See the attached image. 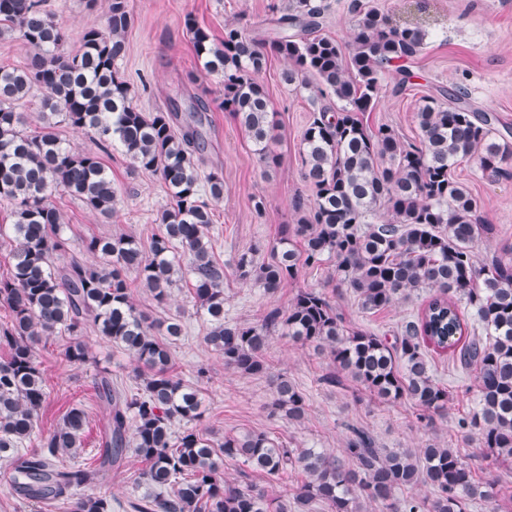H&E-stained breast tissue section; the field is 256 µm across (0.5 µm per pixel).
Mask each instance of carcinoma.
Returning <instances> with one entry per match:
<instances>
[{"instance_id":"obj_1","label":"carcinoma","mask_w":512,"mask_h":512,"mask_svg":"<svg viewBox=\"0 0 512 512\" xmlns=\"http://www.w3.org/2000/svg\"><path fill=\"white\" fill-rule=\"evenodd\" d=\"M351 42L318 35L325 5L289 0L288 11L269 19L266 35L252 37L233 24L224 39L187 15L201 72L223 87L222 108L250 139L260 165L274 160L276 113L259 75L269 55L290 61L283 80L303 89L316 84L336 97V107L312 114L299 154L302 176L313 188L299 218L260 262L253 245L238 255L243 280L274 294L301 267L334 263L338 285L351 291L361 310L379 311L411 292H425L424 305L401 325L394 341L352 329L322 289L298 291L286 312L273 308L262 322L224 320V266L210 254L213 214L209 199L224 194L223 172L199 170L205 137L199 129L208 102L193 105L195 124L179 123V105L143 112L116 63L124 57L126 33L134 23L129 0H109L105 24L81 34L67 49L68 32L44 0H0V33L11 31L33 50L23 69L0 68V199L11 205L7 237L12 264L0 278V304L10 321L0 325V461L11 469L13 489L33 501L56 502L71 512H112L107 497L85 493L105 467H120L132 452L144 464L135 477L145 493L134 512H469L482 500L500 512L494 482L481 477L458 450L429 443L421 454L385 452L369 434L352 431L339 457L321 448H294L263 431L230 430L216 440L190 426L204 407L200 390L173 371L170 342L182 335L180 316L161 321L130 300L132 271L160 305L184 273L208 325L205 340L242 375L267 372L263 358L272 335L327 353L334 370L371 397L386 403L411 400L417 420L433 424L448 414V388L433 378L429 351L457 353L465 369L476 367L472 410L458 426L498 465L512 466V246L481 259L473 243L485 227L482 207L451 170L472 156L481 175L509 174L512 142L493 131L495 117L475 108L459 86L441 88L420 100L417 137L403 140L389 126L371 128L363 115L378 104L382 78L405 66L427 37L420 26H397L390 18L355 3ZM39 89L42 123L27 129L19 102ZM94 136L99 153L80 151L60 139L59 124ZM118 144L133 167L160 176L168 204L147 244L131 236H91L92 261L68 255L62 217L53 203L58 192L81 200L105 217L115 211L119 191L101 154ZM88 329L121 346L136 363L133 389L107 376L96 382L106 412L105 438L97 459L76 460L86 412L71 408L63 423L44 436L39 411L48 398L37 348L55 332L70 336L64 356L88 361L82 340ZM163 332L167 340L157 339ZM270 409L301 420L306 394L291 380H272ZM189 424L181 432L173 421ZM38 442L29 451L27 444ZM61 455L74 457L65 462ZM287 471L304 474L291 500L274 496L251 479H276ZM423 485L422 495L398 492Z\"/></svg>"}]
</instances>
